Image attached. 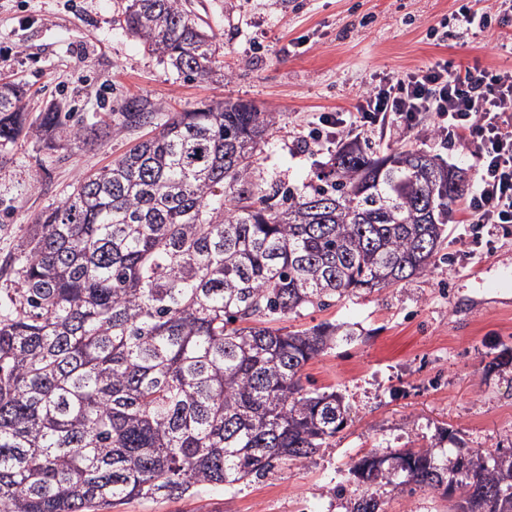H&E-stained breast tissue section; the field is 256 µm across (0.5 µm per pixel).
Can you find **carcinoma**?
I'll return each instance as SVG.
<instances>
[{
  "instance_id": "carcinoma-1",
  "label": "carcinoma",
  "mask_w": 512,
  "mask_h": 512,
  "mask_svg": "<svg viewBox=\"0 0 512 512\" xmlns=\"http://www.w3.org/2000/svg\"><path fill=\"white\" fill-rule=\"evenodd\" d=\"M125 29L187 80L220 47L181 0H129ZM0 83V145L21 133L96 129L48 106L27 122ZM276 123L242 101L161 119L128 97L105 128L157 133L40 216L17 246L0 307V512H97L135 498L232 488L328 445L350 419L302 369L336 345L325 322L270 323L421 274L468 190L421 148L342 143L302 188L256 166ZM351 512H383L371 487L458 486V512H512V451L370 452Z\"/></svg>"
}]
</instances>
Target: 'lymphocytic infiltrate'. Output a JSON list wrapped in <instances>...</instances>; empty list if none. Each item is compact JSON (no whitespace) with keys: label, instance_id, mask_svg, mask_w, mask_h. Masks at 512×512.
<instances>
[{"label":"lymphocytic infiltrate","instance_id":"lymphocytic-infiltrate-1","mask_svg":"<svg viewBox=\"0 0 512 512\" xmlns=\"http://www.w3.org/2000/svg\"><path fill=\"white\" fill-rule=\"evenodd\" d=\"M430 114L441 143L472 147L478 179L465 211L468 224H512V70H449L436 63L397 77H380L356 103V115L326 113V142L346 130L385 122L412 128Z\"/></svg>","mask_w":512,"mask_h":512}]
</instances>
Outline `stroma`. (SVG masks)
I'll return each instance as SVG.
<instances>
[{"instance_id": "obj_1", "label": "stroma", "mask_w": 512, "mask_h": 512, "mask_svg": "<svg viewBox=\"0 0 512 512\" xmlns=\"http://www.w3.org/2000/svg\"><path fill=\"white\" fill-rule=\"evenodd\" d=\"M464 2L186 0L224 52L223 74L196 82L120 26L128 0H0V78L26 86L30 116L57 102L88 126L129 96L166 112L203 100L253 103L277 115L260 169L296 188L335 150L309 137L321 113L352 111L378 77L437 62L452 70L512 69V17L462 35L454 13ZM434 28L444 36L430 37ZM358 137L383 152L424 147L469 181L478 178L469 148L426 142L414 130ZM137 139L101 134L77 147L60 132L0 146V289L12 287L17 244L37 216ZM462 216L455 210L424 274L286 320L291 330L332 322L355 333L302 372L305 387L340 392L351 407L326 448L232 489L131 499L107 512H350L360 489L348 470L371 451L432 447L452 457L461 443L512 449V229L466 224ZM375 492L383 512H452L461 499L427 488Z\"/></svg>"}]
</instances>
